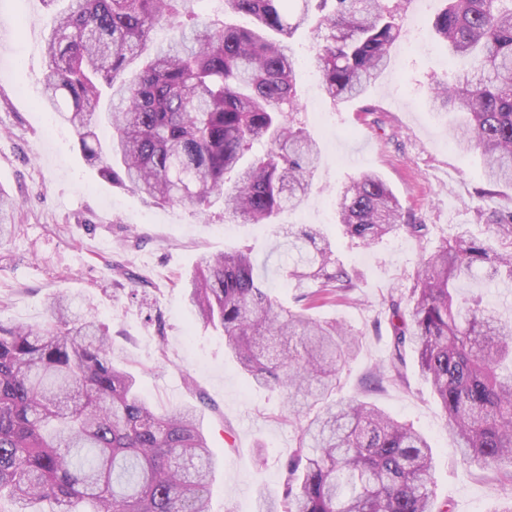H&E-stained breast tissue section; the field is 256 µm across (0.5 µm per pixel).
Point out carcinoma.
I'll use <instances>...</instances> for the list:
<instances>
[{
	"label": "carcinoma",
	"mask_w": 512,
	"mask_h": 512,
	"mask_svg": "<svg viewBox=\"0 0 512 512\" xmlns=\"http://www.w3.org/2000/svg\"><path fill=\"white\" fill-rule=\"evenodd\" d=\"M197 0H68L45 53L42 105L70 126L86 164L158 206L189 204L203 217L221 201L224 218L272 224L298 251L286 277L305 309L273 304L251 253L202 257L184 281L200 320L222 332L224 350L259 387L283 393L296 446L279 499L257 512H451L432 488L433 451L409 425L376 405L335 399L359 340L336 321L306 313L357 288L321 229L279 224L299 207L322 162L318 143L290 115L299 110L290 39L311 27L324 95L362 97L387 70L400 38L389 0H222L230 25L201 15ZM166 25L164 42L155 30ZM433 31L451 59L472 60L474 78L438 82L433 106L458 116L456 147L477 152L478 199L512 188V0H446ZM262 154L247 159L253 146ZM0 188V241L16 225ZM493 236L459 224L424 258L409 308L389 296L392 349L379 378L405 382L412 347L440 402L461 462L512 486V318L460 300L476 270L512 282V209L489 213ZM338 223L366 246L401 230L427 236L386 182L367 172L343 190ZM48 302L52 319L33 327L0 320V499L13 512H209L216 460L193 404L164 413L140 396L133 373L112 360V338L92 303Z\"/></svg>",
	"instance_id": "cac0c4a2"
}]
</instances>
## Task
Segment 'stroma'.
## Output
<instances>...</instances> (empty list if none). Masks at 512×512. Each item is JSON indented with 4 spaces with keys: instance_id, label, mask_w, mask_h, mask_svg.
I'll list each match as a JSON object with an SVG mask.
<instances>
[{
    "instance_id": "1",
    "label": "stroma",
    "mask_w": 512,
    "mask_h": 512,
    "mask_svg": "<svg viewBox=\"0 0 512 512\" xmlns=\"http://www.w3.org/2000/svg\"><path fill=\"white\" fill-rule=\"evenodd\" d=\"M66 5L0 0V27L7 31L0 37V187L17 203V230L0 244V319L41 324L55 294L90 298L112 338L114 362L136 374L152 408L201 404L204 431L220 461L209 488L210 512H256L260 496L282 490L297 428L278 393L245 380L225 355L223 337L188 305L181 284L202 255L248 247L272 301L290 308L296 290L284 268L291 258L286 249H273L270 225L226 220L218 207L203 219L189 207H159L113 186L85 164L70 128H52L39 103L44 46ZM291 45L299 118L318 140L323 162L307 200L280 221L320 227L339 263L358 276L350 300L313 310L361 338L342 374L341 393L377 404L427 438L434 451L432 487L452 512H497L512 487L489 471L460 466L444 412L413 350L405 352V383L366 385L390 351L388 297L408 296L423 255L454 226L486 239L483 211L512 201L510 188L494 200L474 197L484 180L482 159L456 149L447 114L428 103L436 82L459 80L469 63L444 68L438 56L398 45L386 73L362 98L335 105L319 88L309 34L298 31ZM366 105L373 113H363ZM367 170L380 174L404 209L427 224L426 240L402 231L368 247L345 235L336 222L341 191ZM119 265L136 281L117 280L113 269ZM158 312L165 319L161 330L153 321Z\"/></svg>"
}]
</instances>
